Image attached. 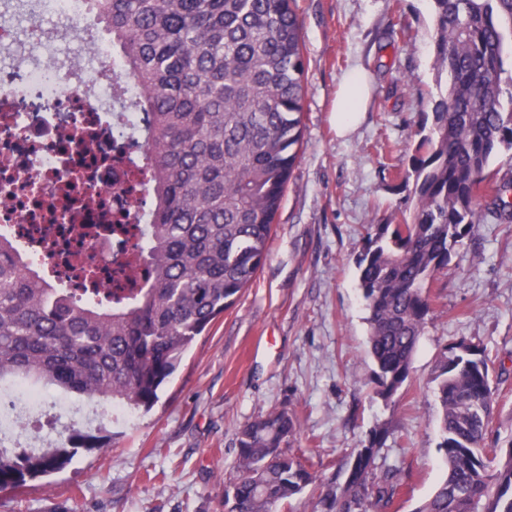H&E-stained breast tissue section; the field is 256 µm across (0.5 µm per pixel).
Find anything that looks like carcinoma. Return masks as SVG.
I'll list each match as a JSON object with an SVG mask.
<instances>
[{
  "label": "carcinoma",
  "instance_id": "cac0c4a2",
  "mask_svg": "<svg viewBox=\"0 0 512 512\" xmlns=\"http://www.w3.org/2000/svg\"><path fill=\"white\" fill-rule=\"evenodd\" d=\"M125 75L144 88L135 143L153 206L138 258L144 286L108 300L55 284L0 235V381L22 376L99 405L149 409L183 355L269 256L301 157L307 60L296 0H90ZM432 119L415 132L412 184L397 224L369 225L356 258L368 316L372 394L407 382L452 253L475 224L512 223V0H428ZM444 477L416 512H512V454L491 439L494 383L483 347L443 348L432 378ZM294 417L273 410L237 434L224 512H277L312 490L311 512H393L403 469H378L382 426L363 466L320 483L292 452ZM89 435L40 454L0 450V491L71 462Z\"/></svg>",
  "mask_w": 512,
  "mask_h": 512
}]
</instances>
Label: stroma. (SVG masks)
<instances>
[{"instance_id":"obj_1","label":"stroma","mask_w":512,"mask_h":512,"mask_svg":"<svg viewBox=\"0 0 512 512\" xmlns=\"http://www.w3.org/2000/svg\"><path fill=\"white\" fill-rule=\"evenodd\" d=\"M309 62L303 145L270 253L236 303L194 340L149 411L104 421L105 452L0 493V512H222L239 475L236 434L275 409L297 420L296 449L318 475L345 471L381 425L388 461L409 472L398 512L443 476L439 409L430 391L438 352L479 342L500 378L493 437L512 441V224H477L457 247L392 402L367 382L366 310L354 257L370 224H390L408 188L390 170L431 116L434 34L427 0H297ZM361 67L369 94L349 136L336 134L343 75Z\"/></svg>"}]
</instances>
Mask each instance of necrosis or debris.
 I'll return each mask as SVG.
<instances>
[{
  "instance_id": "obj_1",
  "label": "necrosis or debris",
  "mask_w": 512,
  "mask_h": 512,
  "mask_svg": "<svg viewBox=\"0 0 512 512\" xmlns=\"http://www.w3.org/2000/svg\"><path fill=\"white\" fill-rule=\"evenodd\" d=\"M65 25L84 51L57 52L46 19ZM144 90L127 78L88 0H30L24 31L0 24V234L31 266L67 283L66 252L89 268L111 267L107 224H144L149 197L133 155L114 139L116 118L135 125ZM83 425L101 412L17 378L0 383V447L53 448L51 415Z\"/></svg>"
}]
</instances>
